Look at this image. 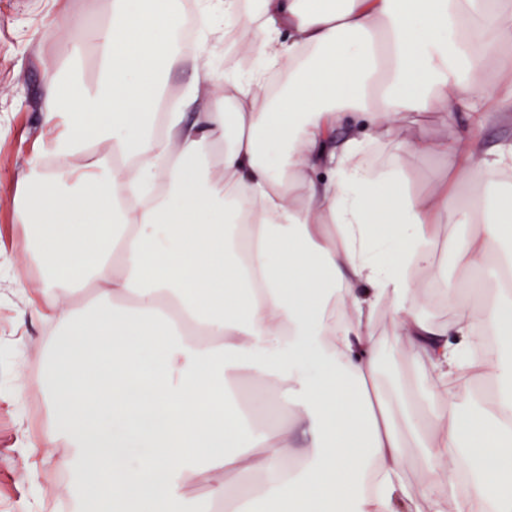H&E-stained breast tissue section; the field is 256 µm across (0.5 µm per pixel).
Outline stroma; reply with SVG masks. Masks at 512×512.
Instances as JSON below:
<instances>
[{"instance_id":"1","label":"stroma","mask_w":512,"mask_h":512,"mask_svg":"<svg viewBox=\"0 0 512 512\" xmlns=\"http://www.w3.org/2000/svg\"><path fill=\"white\" fill-rule=\"evenodd\" d=\"M112 0H0V512H51L49 499L77 501V485L61 487L55 463H48L37 481H24L20 472L28 450L22 439L32 423L25 412V389L31 361L43 360L48 346L42 330L30 323L26 301L40 286V274L26 258L30 240L13 206L23 191V173L34 145L46 136L44 112L46 76L59 68L64 45L79 39L83 27L104 21ZM252 27L222 24L220 30L203 26L194 41L204 46L216 81L211 96L200 99L208 107L223 86L264 65L262 56L250 53ZM368 163L386 170L401 163L414 192L426 191L432 179L447 176L448 166L438 157L423 158L413 152L396 153L388 142L373 144ZM461 224L442 225L431 243L436 268L421 269L417 278L425 284L424 318L442 325L452 322L454 311L435 297L431 286L436 269L449 279L465 272L449 239L463 238ZM377 340V380L394 403L422 401L431 381V367L407 356L396 332L393 313L380 305L373 317Z\"/></svg>"}]
</instances>
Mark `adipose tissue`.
<instances>
[{"instance_id": "obj_1", "label": "adipose tissue", "mask_w": 512, "mask_h": 512, "mask_svg": "<svg viewBox=\"0 0 512 512\" xmlns=\"http://www.w3.org/2000/svg\"><path fill=\"white\" fill-rule=\"evenodd\" d=\"M212 23H256L254 52L287 71L266 96L257 71L202 109L197 92L158 113L164 75L204 49H176L170 0H113L88 33L99 79L81 75L82 42L46 81L44 121L59 133L31 155L18 215L44 279L28 315L51 335L49 428L35 445L63 447L60 467L98 492L95 512H183L185 488L211 499L229 479L263 476L245 512H394L425 503L456 512L455 476L473 496L512 512V366L483 338L512 346V143L483 152L474 125L512 116V82L491 85L485 62L512 64V9L501 0H212ZM436 112L452 136L412 149L448 174L410 193L402 167L364 166L369 142L396 140L416 112ZM468 112L460 126L456 115ZM479 196L463 202L460 175ZM165 186L162 198L152 195ZM465 269L497 287L445 283L448 328L422 319L413 269L432 265L439 225ZM248 257H240L239 234ZM81 310L67 309L86 286ZM393 307L410 354L433 370L418 489L380 391L372 316ZM247 377L281 424L247 425L228 407ZM496 390L472 404L464 381ZM382 476L377 497L363 475Z\"/></svg>"}]
</instances>
